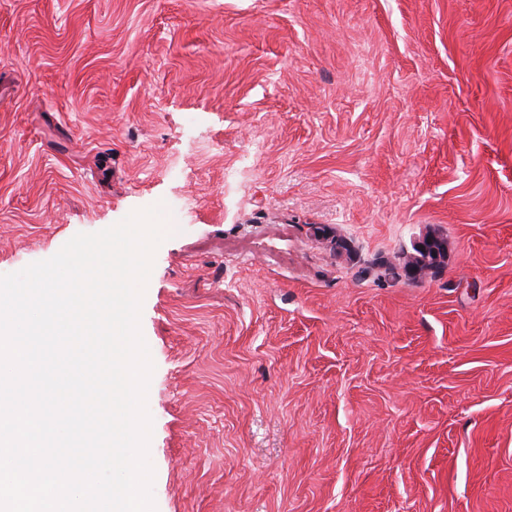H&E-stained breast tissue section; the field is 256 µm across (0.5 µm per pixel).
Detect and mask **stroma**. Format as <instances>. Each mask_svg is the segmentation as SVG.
<instances>
[{
    "label": "stroma",
    "mask_w": 512,
    "mask_h": 512,
    "mask_svg": "<svg viewBox=\"0 0 512 512\" xmlns=\"http://www.w3.org/2000/svg\"><path fill=\"white\" fill-rule=\"evenodd\" d=\"M159 203L156 512H512V0H0V275Z\"/></svg>",
    "instance_id": "1"
}]
</instances>
